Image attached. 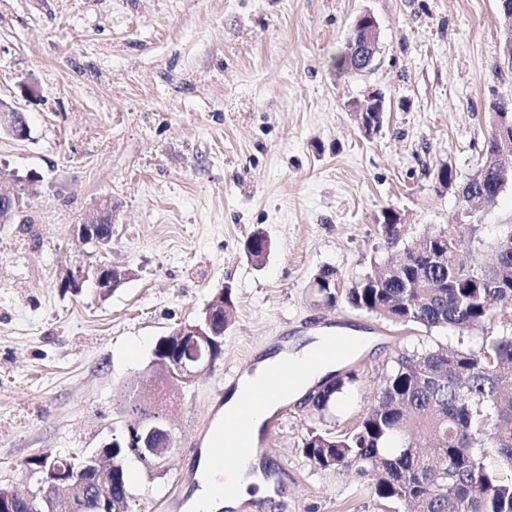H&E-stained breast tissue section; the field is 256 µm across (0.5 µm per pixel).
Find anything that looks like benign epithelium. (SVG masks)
Segmentation results:
<instances>
[{
  "label": "benign epithelium",
  "mask_w": 512,
  "mask_h": 512,
  "mask_svg": "<svg viewBox=\"0 0 512 512\" xmlns=\"http://www.w3.org/2000/svg\"><path fill=\"white\" fill-rule=\"evenodd\" d=\"M498 13L502 23L501 55L504 64L512 69V4L508 0H500ZM379 40L380 29L376 19L369 13L358 15L351 30L347 49V52L355 56L360 62L358 73H365L374 67L376 54L379 50ZM383 111H385V106L381 91L370 89L364 100L355 107V116L360 128L367 134L372 133L368 113ZM0 131L18 140H25L29 137V127L25 114L17 106L3 99H0ZM25 183L27 187L13 194L0 193V217L19 208L23 198L29 195V189L35 185V179L28 176ZM112 224V198L103 197L94 204L91 218L81 224L74 225V231L84 243L100 248L112 242ZM98 225L106 227L102 236L95 231V227ZM129 276L130 272L127 270L119 268L112 270L101 265L90 268L79 263L67 270L59 283V287L77 293L86 281L91 280L99 293L104 295L119 286ZM223 309L224 292L221 291L213 296L197 319L179 322L167 334L168 339L172 342L188 337L202 350L206 351V357L199 366L194 368L178 366L175 374L178 383L169 385L170 390L180 392L188 388L211 369L212 348L216 343L213 317ZM119 444L126 448L138 449L136 458L146 470L149 468L162 469L176 450L172 429L165 422L149 423L144 421L132 433L122 438ZM80 470H82L80 465L74 471L62 469L55 464L46 465L38 490L44 492V496L50 497L54 495L56 490L77 483V474ZM98 491L99 488H93L87 483L80 484L79 491L70 496L71 512H82V502L86 498L97 494Z\"/></svg>",
  "instance_id": "7a95c632"
}]
</instances>
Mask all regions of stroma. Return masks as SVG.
Here are the masks:
<instances>
[{
	"label": "stroma",
	"mask_w": 512,
	"mask_h": 512,
	"mask_svg": "<svg viewBox=\"0 0 512 512\" xmlns=\"http://www.w3.org/2000/svg\"><path fill=\"white\" fill-rule=\"evenodd\" d=\"M380 27L376 67L337 75L359 13ZM497 0H0V98L30 126L0 132V192L35 176V192L0 222V486L32 488L38 453H87L123 424L126 386L170 414L179 447L159 477L138 472L133 512H160L184 482L213 422L219 373L320 328L352 327L371 345L345 361L357 380L325 412L280 410L265 457L281 482L270 512H404L354 474L311 466L310 431H352L398 356L439 345L479 348L512 324L504 309L465 335L394 325L346 306H315L324 266L344 282L388 257L381 213L408 239L477 225L462 252L512 225V186L473 214L433 171L466 181L481 163L493 104L512 100ZM380 89L386 121L362 132L351 105ZM111 197L109 249L73 235ZM271 249L245 254L255 232ZM130 276L107 295L59 282L75 265ZM235 312L216 372L178 396L151 385L156 341L193 320L224 285Z\"/></svg>",
	"instance_id": "35a3bbf8"
}]
</instances>
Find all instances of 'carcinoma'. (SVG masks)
I'll return each mask as SVG.
<instances>
[{
  "instance_id": "obj_1",
  "label": "carcinoma",
  "mask_w": 512,
  "mask_h": 512,
  "mask_svg": "<svg viewBox=\"0 0 512 512\" xmlns=\"http://www.w3.org/2000/svg\"><path fill=\"white\" fill-rule=\"evenodd\" d=\"M478 189L496 193L499 170L492 159L500 154L498 139L483 143ZM390 211L378 224L384 240L398 241L401 225ZM489 254L471 253L474 262L458 258L455 233L425 234L403 246L397 271L373 262L348 288H333L341 278L333 267H322L311 283L314 298L336 300L351 309L374 314L393 324H417L428 330L449 328L460 334L484 327L500 307L512 306V229L488 245ZM433 253L430 263L423 255ZM178 363L197 362L195 344L185 339L173 348ZM347 375L333 381L312 402V409L330 408L346 384ZM512 327L483 337L477 350L438 347L401 356L386 377L375 401L360 423L340 436L313 431L303 442L312 466L329 473L351 471L388 503L412 506L413 512H512ZM127 422L161 420L164 413L130 391L124 409ZM97 453L110 467L87 470L79 477L99 483L107 494L90 497L84 512H100L103 499L128 492L126 512H132L128 467L137 463L129 449ZM493 457L496 468L487 465ZM20 512H68L55 498L34 496Z\"/></svg>"
}]
</instances>
